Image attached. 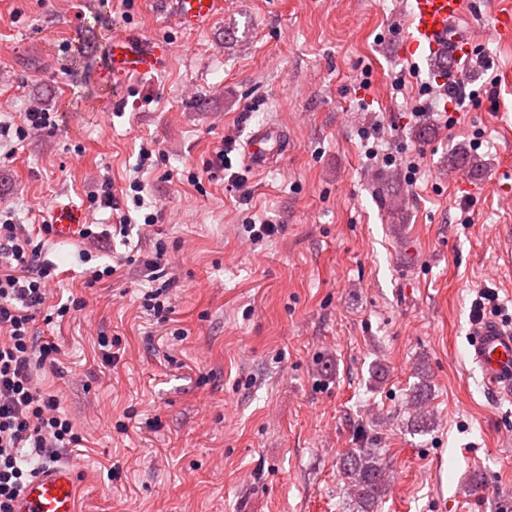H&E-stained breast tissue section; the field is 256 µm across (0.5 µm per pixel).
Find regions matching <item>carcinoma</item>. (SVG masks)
I'll return each instance as SVG.
<instances>
[{"mask_svg": "<svg viewBox=\"0 0 512 512\" xmlns=\"http://www.w3.org/2000/svg\"><path fill=\"white\" fill-rule=\"evenodd\" d=\"M340 468L360 512H373L386 490L380 455L372 448H352L341 459Z\"/></svg>", "mask_w": 512, "mask_h": 512, "instance_id": "cac0c4a2", "label": "carcinoma"}]
</instances>
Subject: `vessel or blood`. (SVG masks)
Returning a JSON list of instances; mask_svg holds the SVG:
<instances>
[{"label":"vessel or blood","instance_id":"obj_1","mask_svg":"<svg viewBox=\"0 0 512 512\" xmlns=\"http://www.w3.org/2000/svg\"><path fill=\"white\" fill-rule=\"evenodd\" d=\"M178 26L194 30L222 7L221 0H170ZM469 0H411L408 31L400 45L404 57L437 63V82L456 86L460 74L472 71L475 55ZM165 42L127 29L114 35L108 59L113 75H146L167 57ZM286 137L273 122L251 131L243 159L254 171L266 170L284 153ZM84 222L81 208L53 204L51 223L58 239L68 241ZM471 355L495 398L512 399V328L494 319L483 320L472 332ZM77 476L69 461L39 469L13 502V512H77Z\"/></svg>","mask_w":512,"mask_h":512}]
</instances>
